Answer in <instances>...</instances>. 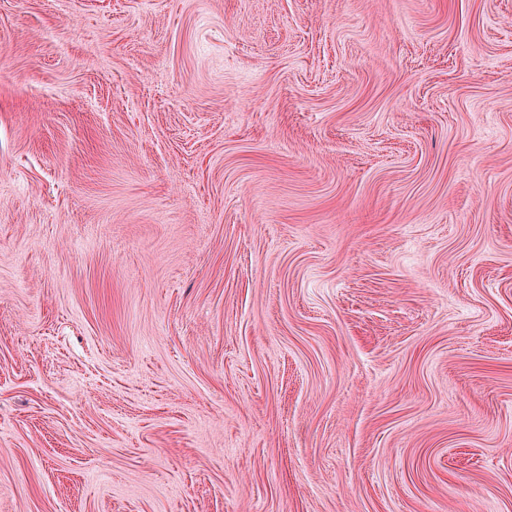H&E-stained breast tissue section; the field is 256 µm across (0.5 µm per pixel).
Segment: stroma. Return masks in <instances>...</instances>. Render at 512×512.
I'll return each mask as SVG.
<instances>
[{
    "label": "stroma",
    "mask_w": 512,
    "mask_h": 512,
    "mask_svg": "<svg viewBox=\"0 0 512 512\" xmlns=\"http://www.w3.org/2000/svg\"><path fill=\"white\" fill-rule=\"evenodd\" d=\"M0 512H512V0H0Z\"/></svg>",
    "instance_id": "1"
}]
</instances>
